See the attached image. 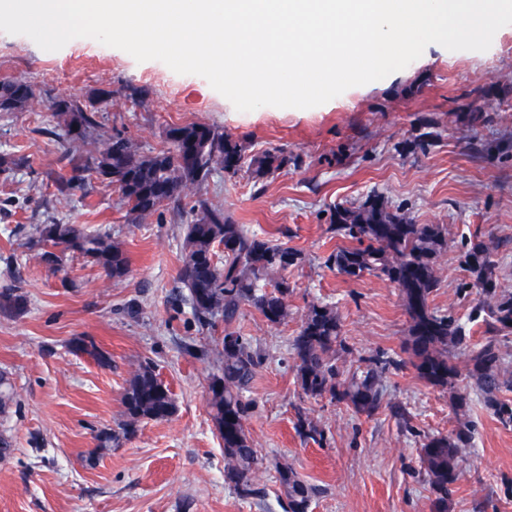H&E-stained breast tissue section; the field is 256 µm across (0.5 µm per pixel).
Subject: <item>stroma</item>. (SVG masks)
<instances>
[{
	"instance_id": "obj_1",
	"label": "stroma",
	"mask_w": 512,
	"mask_h": 512,
	"mask_svg": "<svg viewBox=\"0 0 512 512\" xmlns=\"http://www.w3.org/2000/svg\"><path fill=\"white\" fill-rule=\"evenodd\" d=\"M15 79L32 87L35 103L0 112V153H25L33 164L0 172V298L12 291L26 299L19 309L0 302V372L13 392L0 413V433L12 444L0 459V512H284L277 472L284 462L316 487L309 512H431L421 445L463 424L470 440L448 512H512V426L499 422L470 378L457 381L469 398L457 412L446 389L417 375L395 284L347 278L328 261L345 243L333 227L336 208L384 197L414 223L447 228L430 304L458 318L467 335L489 337L487 325L469 318L479 290L466 252L474 242L491 244L498 288L512 294V25L487 51L431 44L403 70L308 109L241 112L205 78L158 60L139 63L85 37L51 52L0 32V82ZM63 100L94 113L92 138L120 133L143 155L165 149L168 126L201 123L247 156L286 159L262 177L216 168L194 191L247 233L301 254L286 274L287 323L268 324L246 306L233 324L262 356L245 394L260 459L253 497L225 482L224 445L206 403L220 372L224 322L201 326L185 299L182 227L194 218L190 206L171 202L140 222L118 188L93 175L84 189L61 193L73 165L87 158L71 136L50 129ZM50 222L112 234L128 256L127 274L108 279L69 250L61 270L38 261L37 229ZM313 303L332 304L340 318L346 349L337 384L375 351L401 359L382 377L375 413L306 396L298 386L292 341ZM82 340L111 353V366L76 351ZM146 364L170 389L176 411L127 437L124 389ZM302 413L323 430L321 441L301 432Z\"/></svg>"
}]
</instances>
